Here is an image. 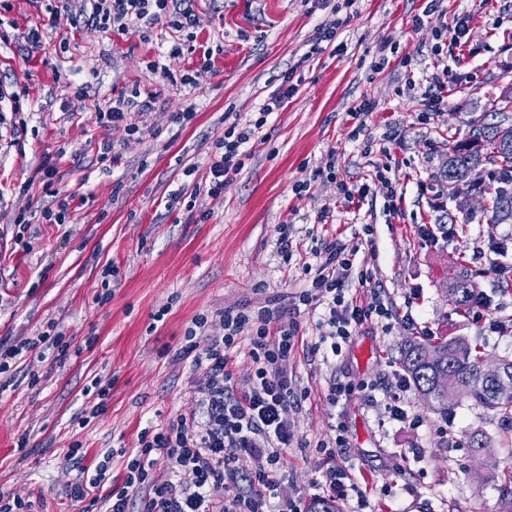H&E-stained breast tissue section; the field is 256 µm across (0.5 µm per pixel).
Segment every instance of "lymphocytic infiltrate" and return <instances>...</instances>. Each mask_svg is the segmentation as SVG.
Instances as JSON below:
<instances>
[{"label": "lymphocytic infiltrate", "instance_id": "f902f5d3", "mask_svg": "<svg viewBox=\"0 0 512 512\" xmlns=\"http://www.w3.org/2000/svg\"><path fill=\"white\" fill-rule=\"evenodd\" d=\"M168 16L175 34H183L197 25L191 0H84L78 17L83 25L109 34L135 32L148 41L151 29L160 16ZM297 92L290 78H283L253 120L234 119L228 123L208 162V194H223L244 167L260 140L268 116L284 106ZM159 92L118 95L105 104H95L96 122L109 127L124 121L129 110L154 112ZM346 247L340 241L322 243L321 262L310 289L298 297L300 304L325 303L328 309V338L348 339L351 328L371 318H389L388 304L379 295L370 302L355 304L345 298L346 275L340 265ZM272 310L261 308L227 309L224 334L208 339L206 344L191 342L183 350L194 370L203 372L205 386L197 396V408L167 425L144 429L140 446L130 452L124 482L112 486L111 458L95 467L79 463L78 448H70L67 457L78 464L76 479L67 494L71 501L104 504L105 512H306L302 499L285 494L281 451L294 439L286 416L288 406L298 396L288 384L280 364L286 361L299 340L296 321L275 323ZM257 329L249 342V355L256 366L252 382L237 389L229 369L230 349L249 324ZM60 335L43 331L19 341L0 342V374L24 358L43 362L53 355H65ZM234 447L242 458L229 459L225 448ZM263 456L266 467L251 469L243 457ZM166 460V473H158V460ZM231 487V494L215 497L218 486ZM108 487L106 497H97L100 487Z\"/></svg>", "mask_w": 512, "mask_h": 512}]
</instances>
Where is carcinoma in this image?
Wrapping results in <instances>:
<instances>
[{
    "label": "carcinoma",
    "mask_w": 512,
    "mask_h": 512,
    "mask_svg": "<svg viewBox=\"0 0 512 512\" xmlns=\"http://www.w3.org/2000/svg\"><path fill=\"white\" fill-rule=\"evenodd\" d=\"M491 106L492 112L502 115L503 119L474 125L476 132L449 148L444 181L451 186L460 179L469 178L486 163L495 166L499 185L492 199L491 221L505 224L512 222V124H507L512 112V97L504 94ZM449 291L452 301L460 308L478 298L465 273L454 280ZM426 349H433L438 354L430 363L420 356ZM482 356L480 347L464 338H444L431 344L412 341L402 350L400 364L419 395L436 401L434 410L448 414V395L457 392L461 398L512 422V399L496 396L493 384L480 375Z\"/></svg>",
    "instance_id": "1"
}]
</instances>
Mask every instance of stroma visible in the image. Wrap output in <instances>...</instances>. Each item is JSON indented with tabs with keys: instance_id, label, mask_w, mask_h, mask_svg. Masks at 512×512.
<instances>
[{
	"instance_id": "obj_1",
	"label": "stroma",
	"mask_w": 512,
	"mask_h": 512,
	"mask_svg": "<svg viewBox=\"0 0 512 512\" xmlns=\"http://www.w3.org/2000/svg\"><path fill=\"white\" fill-rule=\"evenodd\" d=\"M194 0L199 17L192 48L170 55L166 22L150 41L60 24L41 46H0V80L29 84V112L0 111V339L36 335L54 321L68 351L51 364L20 366L0 392V490L41 502V512H79L66 496L75 472L66 453L80 445L83 465L110 449L138 447L144 428L191 413L205 380L179 356L199 315L220 336V314L238 306H276L287 315L309 289L316 249L335 239L354 250L347 299L369 302L384 289L394 306L390 322L353 330L340 353L323 342L324 306H301L303 342L284 368L301 400L287 417L295 433L282 449L284 487L304 502L322 498L327 459L320 445L344 433L337 466L353 488L341 512H502V469L512 465V423L463 400L441 415L416 390L405 393L406 421L392 419L378 384L400 372L407 340L462 337L485 354L512 357L511 224L490 220L494 187L478 170L476 190L451 196L440 174L448 149L464 140L502 87L512 84V0ZM348 23L334 48L312 50L318 28L336 11ZM424 15L423 25L413 19ZM465 17L463 45L444 27ZM68 50L56 53L59 42ZM213 49L204 61V49ZM160 58L173 75L191 72L198 110L191 123H169L186 91L160 82L145 60ZM56 66H48V59ZM447 72L448 104L425 112L433 74ZM296 94L272 113L250 159L223 196L196 194L224 115L255 116L284 74ZM87 86L106 101L140 88L157 91L166 110L142 117L139 131L100 128L91 106L73 96ZM368 105L357 116L360 105ZM21 146H14V139ZM114 141L120 164L95 161L100 139ZM336 176L327 178L328 156ZM52 160L56 186L71 202L66 220L45 224L34 211L43 196L39 167ZM388 167L396 212L382 193L356 206L337 190L358 186ZM310 189L296 193L298 182ZM28 191H21V184ZM182 200L171 203V194ZM328 208V223L317 214ZM31 213L30 223L14 217ZM293 240L280 253L282 228ZM116 278L104 281L105 266ZM468 271L488 297L492 321H474L448 300L445 275ZM413 323H406L405 315ZM109 383L104 408L88 425L76 417L89 406L84 389L94 377ZM371 385V394L332 404L333 379ZM419 425H410V418ZM487 437L481 453L473 434ZM25 451H18L20 438Z\"/></svg>"
}]
</instances>
